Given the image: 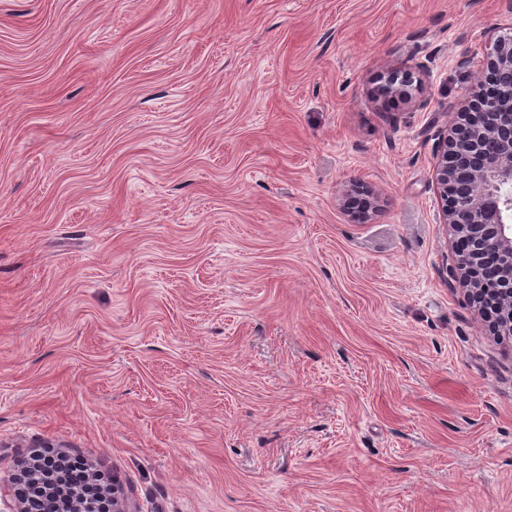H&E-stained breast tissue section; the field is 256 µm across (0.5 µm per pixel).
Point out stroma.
<instances>
[{
	"label": "stroma",
	"mask_w": 512,
	"mask_h": 512,
	"mask_svg": "<svg viewBox=\"0 0 512 512\" xmlns=\"http://www.w3.org/2000/svg\"><path fill=\"white\" fill-rule=\"evenodd\" d=\"M512 0H0V481L140 512H512V345L437 146ZM392 72L421 85L377 97ZM58 459L53 470L43 473L36 480L24 485L26 489L24 499L28 506L31 499L37 498L43 502H50V512H64L59 508L61 503L72 498L90 495L96 499L100 512H138L137 506L132 502L119 501L113 487L112 500L109 495L97 496L96 487H105L104 483L97 476H94V481H91L89 469L82 462L66 456ZM28 506L18 503L14 511L29 512Z\"/></svg>",
	"instance_id": "35a3bbf8"
}]
</instances>
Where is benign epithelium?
<instances>
[{
  "label": "benign epithelium",
  "mask_w": 512,
  "mask_h": 512,
  "mask_svg": "<svg viewBox=\"0 0 512 512\" xmlns=\"http://www.w3.org/2000/svg\"><path fill=\"white\" fill-rule=\"evenodd\" d=\"M483 74L498 82L503 70L512 71V34L496 36L480 60ZM412 81L394 72L377 86L380 97H412ZM512 112V83L495 88L494 97L477 93L466 99L461 121L448 129L438 152L434 180L444 201L445 223L455 235L466 239L469 250L458 256L457 271L466 284L469 299L481 308L491 305L499 337L512 343V126L500 127L491 116L496 111ZM495 138L503 144L502 152L493 158L478 180L480 190L468 197L454 191V168L466 152H478L484 143ZM494 208L498 223H487L489 208ZM496 253L504 263L498 276V286L487 289L481 281L484 256Z\"/></svg>",
  "instance_id": "1"
}]
</instances>
